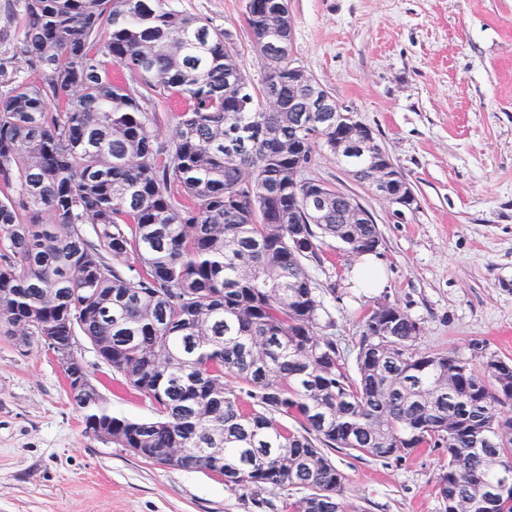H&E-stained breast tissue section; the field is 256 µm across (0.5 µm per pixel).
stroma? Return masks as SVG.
I'll use <instances>...</instances> for the list:
<instances>
[{
    "mask_svg": "<svg viewBox=\"0 0 512 512\" xmlns=\"http://www.w3.org/2000/svg\"><path fill=\"white\" fill-rule=\"evenodd\" d=\"M227 32L253 84L264 79L245 0H168ZM294 64L356 112L418 199L393 207L316 150L308 171L374 216L384 284L354 287L355 260L327 242L310 271L347 371L363 315L397 302L422 351L471 358V341L512 360V0H288ZM23 0H0V59L36 81L20 53ZM74 351L113 414L149 419L151 401L82 335ZM361 512H442L441 451L402 462L332 452ZM299 491L230 489L221 476L155 464L86 434L54 353L0 335V512H286Z\"/></svg>",
    "mask_w": 512,
    "mask_h": 512,
    "instance_id": "1",
    "label": "stroma"
}]
</instances>
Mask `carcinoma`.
<instances>
[{
  "label": "carcinoma",
  "mask_w": 512,
  "mask_h": 512,
  "mask_svg": "<svg viewBox=\"0 0 512 512\" xmlns=\"http://www.w3.org/2000/svg\"><path fill=\"white\" fill-rule=\"evenodd\" d=\"M24 12L37 81L0 96V335L46 334L55 352L80 333L156 409L119 417L72 391L86 433L233 489L305 491L289 512H359L329 449L399 462L441 448L442 512H512L506 498L481 506L512 477L511 360L480 342L472 360L420 351V323L386 299L363 317L356 377L323 332L309 263L328 241L359 257L381 240L375 224L346 223L351 195L306 215L289 179L319 146L373 182L367 153L330 147L336 113H299L314 88L288 87L292 60L265 38L272 13L293 26L288 0L247 13L259 89L227 33L166 0H25ZM147 92L183 106L167 144ZM130 253L140 269L126 276L115 264Z\"/></svg>",
  "instance_id": "cac0c4a2"
}]
</instances>
